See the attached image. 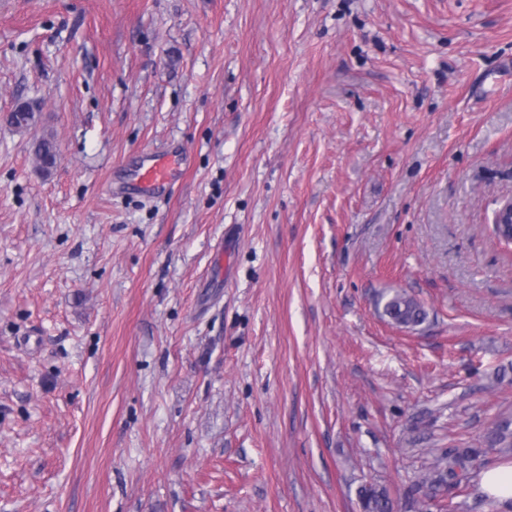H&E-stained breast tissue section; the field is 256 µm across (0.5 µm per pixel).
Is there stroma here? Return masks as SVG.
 Returning a JSON list of instances; mask_svg holds the SVG:
<instances>
[{"label": "stroma", "instance_id": "1", "mask_svg": "<svg viewBox=\"0 0 512 512\" xmlns=\"http://www.w3.org/2000/svg\"><path fill=\"white\" fill-rule=\"evenodd\" d=\"M511 197L512 0H0V512L405 504L512 413ZM57 146L52 135H43L33 143V154L41 171L45 174L55 166L57 159ZM189 157L184 152L157 157L144 168L133 184V189L143 195H152L164 191L170 183L177 167L185 165ZM377 305L383 317L406 328L422 325L428 316L423 304L404 291H395L392 295L381 296ZM363 512H396L398 505L389 490L382 485L365 484L358 489Z\"/></svg>", "mask_w": 512, "mask_h": 512}]
</instances>
